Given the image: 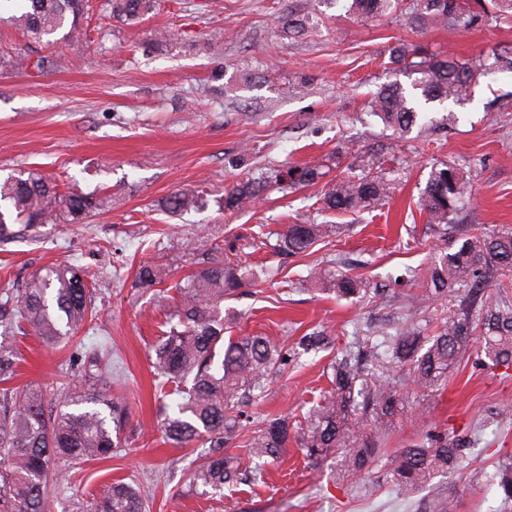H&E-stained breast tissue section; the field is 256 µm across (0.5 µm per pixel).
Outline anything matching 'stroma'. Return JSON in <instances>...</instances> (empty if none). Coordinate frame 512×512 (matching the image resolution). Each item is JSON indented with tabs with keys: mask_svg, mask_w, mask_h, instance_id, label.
I'll use <instances>...</instances> for the list:
<instances>
[{
	"mask_svg": "<svg viewBox=\"0 0 512 512\" xmlns=\"http://www.w3.org/2000/svg\"><path fill=\"white\" fill-rule=\"evenodd\" d=\"M90 27L107 25L97 43L49 45L0 22V177L38 167L71 188H106L111 207L82 224H47L25 238L0 242V292L24 288L36 271L60 263L80 267L97 288L98 320L80 330L87 344L112 351V393L130 409L131 438L117 456L68 470V481L50 512H73L115 481L135 485L150 512H419L422 499L445 494L457 512H502L489 478L512 459V376L503 369L466 363L438 391L411 400L393 423L389 451L429 427L470 438L471 466L438 476L405 498L380 483L383 464L363 479L344 478L339 454L307 458L298 442L267 466L260 482L223 494L193 486L196 448L164 444L160 410L167 399L154 374L159 325L180 302L177 283L189 268L183 247L194 238L240 237V257L265 265L266 280L224 300L229 336L261 335L292 348L304 334L331 337L329 348L300 355L270 376L264 393L244 407L232 455L248 460L247 444L266 417H288L305 426L308 412L331 388V364L365 336L370 323L397 315L396 293L420 296L434 250L444 243L431 232L418 199L432 164L461 168L473 197L464 222L512 229V73L480 80L455 104V123L433 134L397 138L366 118L365 104L394 77L390 50L400 42L421 45L445 59H475L512 49V26L490 23L465 33L412 29L396 14L361 19L337 0H167L164 11L137 27L107 16L106 0H92ZM312 14L305 36L285 32L291 14ZM224 31L208 43L212 29ZM188 30L200 45L176 44L164 53L146 44L157 30ZM50 55L52 70H21L11 57ZM223 65L227 86L211 94L208 76ZM305 92H294L302 78ZM319 167L311 185L288 187L279 170ZM380 172L394 184L370 212L322 211L324 192L344 175ZM261 181L264 192L229 211L221 202L233 186ZM179 190L202 191L205 207L172 215L164 199ZM302 217L340 225V233L305 254L285 258L261 244L264 235ZM170 265L164 295L133 287L140 263ZM345 262L375 294L353 302L311 287L310 269L337 270ZM451 303L422 300L419 317L445 321ZM18 384L56 391L66 385L73 348L50 349L33 337L20 343Z\"/></svg>",
	"mask_w": 512,
	"mask_h": 512,
	"instance_id": "obj_1",
	"label": "stroma"
}]
</instances>
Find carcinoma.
I'll use <instances>...</instances> for the list:
<instances>
[{
	"instance_id": "cac0c4a2",
	"label": "carcinoma",
	"mask_w": 512,
	"mask_h": 512,
	"mask_svg": "<svg viewBox=\"0 0 512 512\" xmlns=\"http://www.w3.org/2000/svg\"><path fill=\"white\" fill-rule=\"evenodd\" d=\"M15 13L2 17L34 39L63 32L68 41H91L90 29L81 24L91 9L90 0H13ZM348 12L373 19L400 10L411 28L446 26L466 32L490 22L512 21V0H347ZM110 16L136 25L160 7V0H108ZM288 33L307 32V15L284 20ZM188 31H157L149 47L164 51L176 41H191ZM22 68L42 70L53 65L49 56L31 60L10 59ZM393 70L417 75L407 89L398 82L381 85L367 103V113L394 135H404L427 119L438 106L452 112L469 88L482 78L512 73V52L488 54L477 63L427 57L415 44L399 43L390 51ZM296 186L314 180L315 168H291L278 173ZM390 181L378 175L344 176L323 195L327 212L360 213L378 207L391 193ZM262 191V186L237 185L227 193L225 206L234 208ZM471 186L460 169L449 163L431 168L419 199L420 210L441 240L455 232L458 213L471 196ZM112 197L60 191V184L37 168H27L0 181V242L20 236L14 230L34 231L45 224H80L96 214ZM205 198L197 192H175L163 204L171 214L199 210ZM333 224L307 220L287 224L276 233L273 249L285 257L305 253L329 235ZM192 272L177 285L182 302L167 320L165 336L154 349V368L164 383L174 385L179 399L166 406L161 423L164 438L175 448H190L203 441L208 450L194 470L193 483L214 491L238 480L242 470L235 457L225 453L238 427L239 406L263 392L270 374L283 361L282 352L267 337L224 339V296L234 294L247 281L268 275L263 266H243L224 255L218 243H193L187 248ZM512 269V231L474 227L451 247L435 255L427 273L429 300L452 298L456 309L432 335H423L414 322L417 300H404L405 313L391 329L377 330L387 343L391 364L406 380V389L390 383L368 385L366 367L359 357L345 356L332 365V388L309 415L301 436L308 456L323 458L342 453L344 474L360 479L381 458H386L382 480L403 497L429 484L437 475L461 470L469 464V448L447 431L424 430L417 439L387 455L385 442L393 420L412 398L438 390L448 373L464 361L468 343L478 335L483 366L512 368V298L505 289L486 295L476 284L498 270ZM169 275L159 263L141 264L133 287L154 289ZM472 282L475 287L460 291ZM328 287L338 299H356L368 293L361 277L339 271L330 275ZM96 317L93 291L83 271L73 265H55L36 273L21 294L0 293V512H47L65 476L51 466L63 458L74 465L112 458L127 445L123 439L128 408L118 398L97 390L112 378V354L105 349L80 353L81 381L62 388L55 404L47 405L38 386H12L19 351L17 335L33 334L48 346L68 345L78 330ZM331 344L323 335L300 338L305 352ZM293 437L286 418L266 422L251 443L256 461L254 474L278 460ZM497 481L504 502H512V464L502 468ZM145 497L131 485L117 482L80 512H147ZM454 499H429L423 512H455Z\"/></svg>"
}]
</instances>
